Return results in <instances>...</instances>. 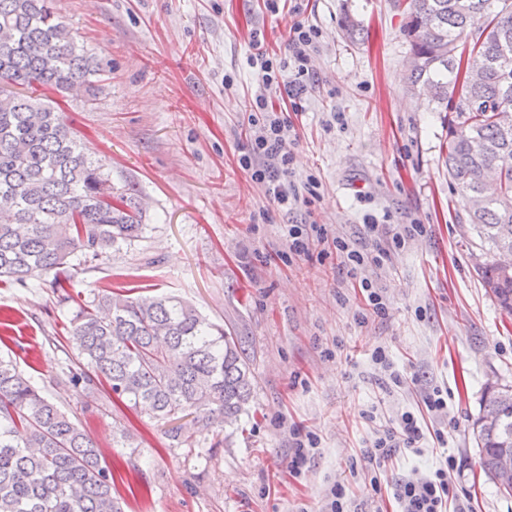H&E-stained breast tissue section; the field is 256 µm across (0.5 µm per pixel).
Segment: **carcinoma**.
Returning a JSON list of instances; mask_svg holds the SVG:
<instances>
[{
  "instance_id": "cac0c4a2",
  "label": "carcinoma",
  "mask_w": 512,
  "mask_h": 512,
  "mask_svg": "<svg viewBox=\"0 0 512 512\" xmlns=\"http://www.w3.org/2000/svg\"><path fill=\"white\" fill-rule=\"evenodd\" d=\"M412 56L405 83L448 113V179L476 241L473 268L512 314V0H390ZM102 65L54 0H0V279L23 287L143 237L142 209L117 194L102 160L34 84L93 96ZM81 368L68 381L126 399L164 422L191 417L200 432L247 412L252 374L239 337L166 296L94 293L71 320ZM483 470L499 479L512 449V385L487 388L473 424ZM0 512H122L97 444L10 361L0 359Z\"/></svg>"
}]
</instances>
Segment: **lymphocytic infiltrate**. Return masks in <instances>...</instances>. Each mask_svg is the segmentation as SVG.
I'll list each match as a JSON object with an SVG mask.
<instances>
[{
  "label": "lymphocytic infiltrate",
  "instance_id": "lymphocytic-infiltrate-1",
  "mask_svg": "<svg viewBox=\"0 0 512 512\" xmlns=\"http://www.w3.org/2000/svg\"><path fill=\"white\" fill-rule=\"evenodd\" d=\"M319 37L316 27L297 20L289 27L286 56L270 54L255 35L247 58L265 91L256 95L250 106L249 142L239 163L272 202L289 212L310 206L319 198L322 186L312 174L302 183H295L293 154L287 148L293 129L288 112L299 109L307 92L305 79L310 74V57ZM364 226L367 234L380 238L379 246L369 250L348 238L329 237L325 225L314 222L306 228L299 224L286 225L284 234L289 253L296 256L308 255L313 244L332 243L337 256L354 273L383 265L390 257L391 248L404 246L406 239L424 230L423 224L417 221L390 228L372 215L367 216ZM425 436L420 417L411 411L403 412L395 424L379 429L371 450L363 455L364 462L373 467L369 485L374 493L386 488L382 485L381 472L395 450H420ZM454 470V458L449 455L428 474L415 480H396L387 489L399 512H448Z\"/></svg>",
  "mask_w": 512,
  "mask_h": 512
}]
</instances>
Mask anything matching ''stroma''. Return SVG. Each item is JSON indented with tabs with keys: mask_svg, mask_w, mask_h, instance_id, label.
I'll return each mask as SVG.
<instances>
[{
	"mask_svg": "<svg viewBox=\"0 0 512 512\" xmlns=\"http://www.w3.org/2000/svg\"><path fill=\"white\" fill-rule=\"evenodd\" d=\"M55 4L104 67L96 96L61 99L66 120L114 186L141 201L146 231L63 286L0 283V322H10L0 325V357L106 449L124 512H324L339 481L351 483L359 512H372L352 458L436 386L449 395L460 503L512 512V496L480 467L472 429L485 385L512 384V314L472 268L445 166L446 116L408 91L409 46L388 0H302L301 20L321 36L302 109L291 115L294 172L321 179L310 210L330 235L364 239L368 215L425 226L369 269L388 314L363 324L357 283L335 249L289 258L283 229L302 212L273 204L239 164L258 90L250 34L263 32L269 52L285 53L287 10L271 12L264 0ZM348 12L365 25L359 38L342 29ZM335 112L342 124L331 123ZM98 288L183 300L239 336L254 388L238 426L188 427L175 439L167 423L68 383L76 357L67 329ZM379 346L403 386L372 363ZM308 432L318 446L291 476L296 436ZM442 458L438 448H400L385 473L412 478Z\"/></svg>",
	"mask_w": 512,
	"mask_h": 512,
	"instance_id": "1",
	"label": "stroma"
}]
</instances>
